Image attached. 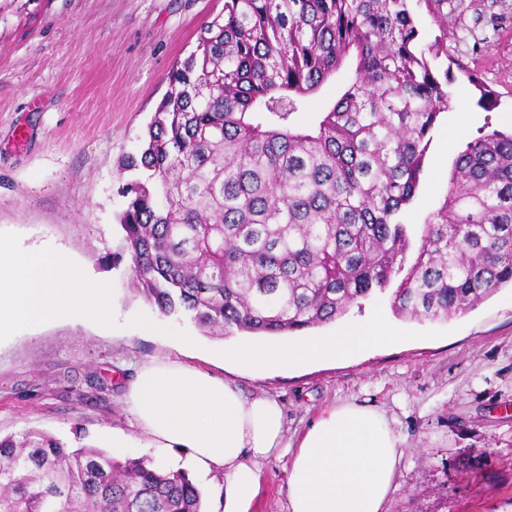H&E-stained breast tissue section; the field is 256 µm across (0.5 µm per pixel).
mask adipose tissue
<instances>
[{
	"label": "adipose tissue",
	"mask_w": 512,
	"mask_h": 512,
	"mask_svg": "<svg viewBox=\"0 0 512 512\" xmlns=\"http://www.w3.org/2000/svg\"><path fill=\"white\" fill-rule=\"evenodd\" d=\"M105 290L104 281L84 277L53 254L21 252L0 242V334L32 317L106 320ZM399 340L397 331L374 320L285 345L243 342L229 358L253 369L285 370L343 360ZM126 403L157 443L187 450L183 470L223 471L224 483L216 490L220 512H253L260 463L286 453L293 456L288 512H387L402 439L384 411L350 402L332 406L289 444L276 399H245L233 383L172 361L141 367Z\"/></svg>",
	"instance_id": "1"
}]
</instances>
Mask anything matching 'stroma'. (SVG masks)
<instances>
[{"instance_id": "35a3bbf8", "label": "stroma", "mask_w": 512, "mask_h": 512, "mask_svg": "<svg viewBox=\"0 0 512 512\" xmlns=\"http://www.w3.org/2000/svg\"><path fill=\"white\" fill-rule=\"evenodd\" d=\"M423 44L449 73L451 108L431 133L419 192L423 223L448 190L463 144L512 131V0H445L433 15L411 0ZM224 0H0V241L57 255L106 281L108 323L31 321L0 337V436L39 430L173 469L186 450L163 448L125 403L136 371L182 361L269 395L296 440L325 408L355 402L393 417L404 443L388 512H512V287L445 321L394 312L389 295L351 306L303 332L326 336L375 318L404 337L338 362L255 372L224 360L243 333L212 336L187 316H165L113 263L126 200L120 162L136 152L176 62ZM483 81L475 87L468 72ZM494 93L485 102L483 90ZM193 337L192 346L176 344ZM289 456L264 462L254 512H287Z\"/></svg>"}]
</instances>
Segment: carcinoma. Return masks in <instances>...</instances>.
<instances>
[{"mask_svg": "<svg viewBox=\"0 0 512 512\" xmlns=\"http://www.w3.org/2000/svg\"><path fill=\"white\" fill-rule=\"evenodd\" d=\"M409 2L224 0L122 160L114 256L140 296L213 336H281L387 290L449 109ZM419 240L391 294L402 316L446 320L512 285V133L466 141ZM0 512L202 510L183 471L29 431L0 437Z\"/></svg>", "mask_w": 512, "mask_h": 512, "instance_id": "carcinoma-1", "label": "carcinoma"}]
</instances>
